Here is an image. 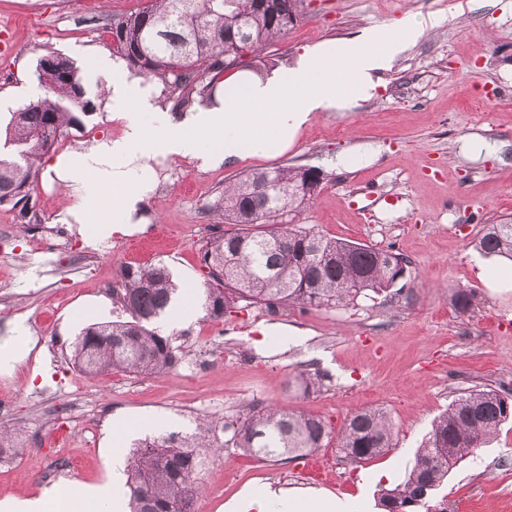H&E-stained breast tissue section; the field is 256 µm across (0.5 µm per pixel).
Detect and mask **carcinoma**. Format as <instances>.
Returning a JSON list of instances; mask_svg holds the SVG:
<instances>
[{
    "label": "carcinoma",
    "instance_id": "1",
    "mask_svg": "<svg viewBox=\"0 0 512 512\" xmlns=\"http://www.w3.org/2000/svg\"><path fill=\"white\" fill-rule=\"evenodd\" d=\"M303 2L147 0L144 8L113 18L110 34L116 53L160 81L185 110L209 98L243 57L255 69L253 62L296 25ZM35 73L40 94L10 113L0 132V206L16 210L22 225L31 223L29 200L43 158L95 110L87 78L70 58L46 54ZM324 180L319 167L284 164L224 184L208 210L224 214L228 228L200 248L206 279L197 298L205 317L249 307L270 314L283 306L357 308L404 279L410 261L391 248L327 238L299 222ZM473 247L512 261V216L484 225ZM179 291L163 263L125 267L112 299L129 319L83 328L72 345L74 368L94 376L175 369L183 351L161 332L160 322ZM509 420L511 398L492 388L464 392L434 423L405 480L381 489L378 506L383 512H430L433 492L452 469ZM215 431L205 426L194 434L138 441L125 469L130 512H196L205 459L223 447ZM221 431L261 459L298 458L333 441L344 460L359 466L392 447L394 424L385 411L367 408L348 416L334 434L301 410L256 405Z\"/></svg>",
    "mask_w": 512,
    "mask_h": 512
}]
</instances>
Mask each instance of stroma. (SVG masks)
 I'll return each mask as SVG.
<instances>
[{
    "instance_id": "35a3bbf8",
    "label": "stroma",
    "mask_w": 512,
    "mask_h": 512,
    "mask_svg": "<svg viewBox=\"0 0 512 512\" xmlns=\"http://www.w3.org/2000/svg\"><path fill=\"white\" fill-rule=\"evenodd\" d=\"M145 0H0V122L37 92L35 68L63 54L98 72L89 50L111 49L113 17ZM435 23L382 75L376 97L345 112H319L297 142L275 158H249L201 170L186 158L155 163L144 196L145 223L132 235L88 245L67 224L63 183L40 174L30 204L37 226L20 227L0 207V345L23 322L31 342L0 369V398L22 455L0 458V500L36 497L45 489L76 490L112 475V416L121 412L139 437L154 426L194 432L198 421L222 425L255 403L280 404L339 429L347 415L379 408L395 424L389 451L355 467L335 447L305 458L258 459L229 445L203 472L198 512H224L242 491L271 485L318 490L362 502L377 512L379 488L404 481L434 420L461 392L493 388L512 397V286L491 275L512 262L476 252L483 225L512 214V0H318L273 53L289 62L303 48L342 40L405 18ZM122 126L97 109L81 131L62 138L56 154L79 155ZM480 137L487 150L465 144ZM320 167L326 179L300 221L329 238L392 247L409 259L401 293H385L355 309L281 311L249 308L221 319L198 317L174 333L184 352L163 375L114 372L87 376L69 362L86 326L125 320L112 285L127 265L162 263L181 284L200 288L199 248L225 228L207 205L235 176L281 164ZM56 236L58 245L44 242ZM473 292L469 310L451 303L456 288ZM48 327L38 330V317ZM317 370L320 387L303 393L294 381ZM76 470L56 469L60 457ZM477 502V512H512V421L502 424L437 490V506Z\"/></svg>"
}]
</instances>
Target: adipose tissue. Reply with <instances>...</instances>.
<instances>
[{
    "label": "adipose tissue",
    "instance_id": "adipose-tissue-1",
    "mask_svg": "<svg viewBox=\"0 0 512 512\" xmlns=\"http://www.w3.org/2000/svg\"><path fill=\"white\" fill-rule=\"evenodd\" d=\"M425 23L411 21L336 42H321L288 67L258 75L239 71L217 87L214 101L173 122L144 78L113 68L107 90L112 118L123 126L116 138L95 142L79 162L59 156L52 170L69 190L65 221L89 228L97 241L130 231L154 175V161L177 156L201 168L247 157H274L288 149L314 113L348 110L375 97L379 72L423 36ZM111 218H104V211ZM131 425L113 424L112 479L59 501L47 490L32 499L0 503V512H126L121 478L123 439ZM227 512H361L358 502L271 489L244 494Z\"/></svg>",
    "mask_w": 512,
    "mask_h": 512
}]
</instances>
